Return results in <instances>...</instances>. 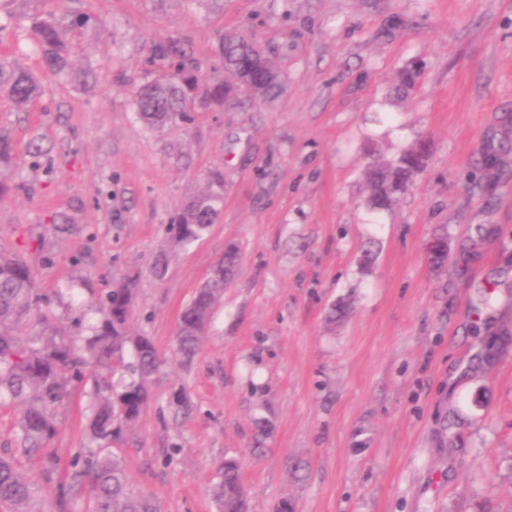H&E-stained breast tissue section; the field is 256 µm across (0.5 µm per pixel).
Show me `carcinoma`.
I'll list each match as a JSON object with an SVG mask.
<instances>
[{"label":"carcinoma","mask_w":512,"mask_h":512,"mask_svg":"<svg viewBox=\"0 0 512 512\" xmlns=\"http://www.w3.org/2000/svg\"><path fill=\"white\" fill-rule=\"evenodd\" d=\"M70 23L66 16L40 18L31 23L30 35L42 49L45 63L55 75L69 73L66 36ZM219 78L201 79L202 64L179 38L154 41L147 49L146 63L159 68L157 76L139 86L133 109L146 123L162 127L186 118L191 107L220 110L224 99L247 96L268 100L280 85L277 67L246 37L224 34L215 52ZM41 91L38 77L0 59V96H8L17 106L28 104ZM427 154L423 146L401 153L394 161L374 164L367 171L368 206L384 210L393 198L407 191L420 171ZM224 205V174H208L205 191L190 199L177 223L170 227L174 244L186 247L199 240L214 223ZM239 259L233 247L213 268L211 279L193 296L182 311L177 331V351L186 360L197 352L215 308L224 295V265ZM133 289L120 285L99 307L100 318L88 326L82 345L76 346L64 334L32 337L21 343L17 326L40 315L35 275L26 261L0 252V402L19 406L17 448L10 457L0 456V505L8 512H42L37 485L18 469L16 458L41 459L45 484L55 488L56 512H72L73 485L55 481L57 458L48 445L56 433L55 413L69 397L64 373L80 378L86 365L110 366L121 372L117 381L95 385L94 411L88 423L97 451L86 457L73 479L91 484L90 512H158L155 501L135 493L121 458L110 451L120 441L124 429L134 425L151 400L149 382L161 366L159 352L148 336H133L129 317ZM172 415L190 411L183 388H172L169 396ZM218 512H248L239 465L226 459L220 465V480L212 488Z\"/></svg>","instance_id":"cac0c4a2"}]
</instances>
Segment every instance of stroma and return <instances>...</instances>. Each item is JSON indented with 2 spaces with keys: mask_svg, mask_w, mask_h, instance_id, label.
I'll use <instances>...</instances> for the list:
<instances>
[{
  "mask_svg": "<svg viewBox=\"0 0 512 512\" xmlns=\"http://www.w3.org/2000/svg\"><path fill=\"white\" fill-rule=\"evenodd\" d=\"M65 12L63 80L23 28ZM7 19L0 52L43 86L21 108L0 98L14 145L0 251L43 297L17 334L80 338L134 278L131 330L162 360L113 446L136 492L159 512H216L207 489L233 457L250 512H512V0H5ZM228 30L275 62L276 96L144 125L131 97L151 78L147 46L179 36L206 65ZM34 141L48 156L32 159ZM422 141L407 193L369 210L366 168ZM213 170L220 219L171 247ZM228 246L238 271L183 362L180 314ZM97 376L86 367L55 417L67 477L96 448ZM176 384L193 405L177 420Z\"/></svg>",
  "mask_w": 512,
  "mask_h": 512,
  "instance_id": "35a3bbf8",
  "label": "stroma"
}]
</instances>
